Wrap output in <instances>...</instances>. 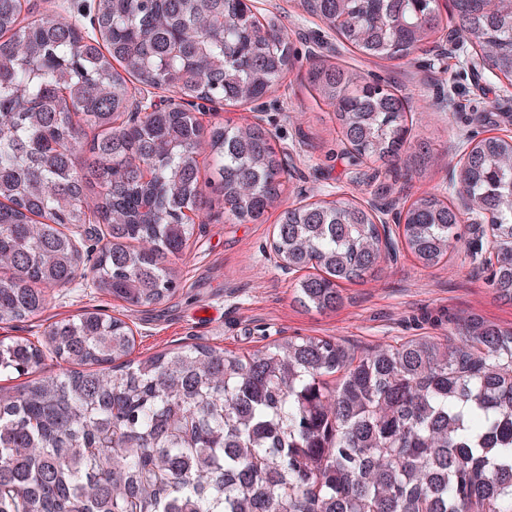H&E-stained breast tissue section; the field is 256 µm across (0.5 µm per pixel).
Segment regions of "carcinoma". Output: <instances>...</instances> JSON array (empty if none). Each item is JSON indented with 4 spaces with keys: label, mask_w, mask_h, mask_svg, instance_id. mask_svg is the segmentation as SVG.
Segmentation results:
<instances>
[{
    "label": "carcinoma",
    "mask_w": 512,
    "mask_h": 512,
    "mask_svg": "<svg viewBox=\"0 0 512 512\" xmlns=\"http://www.w3.org/2000/svg\"><path fill=\"white\" fill-rule=\"evenodd\" d=\"M25 2L0 0V322L38 315L47 289L78 278L161 304L179 288L161 259L183 255L213 201L255 224L287 191L268 130L229 118L206 131L190 108L263 99L294 64L288 35L252 0H98L91 35L65 17L25 19ZM307 6L380 61L424 51L448 27L439 0ZM451 19L512 83V0H452ZM135 83L180 103L129 119ZM307 83L333 107L352 163L427 164L392 81L313 57ZM462 183L494 224L487 283L512 302V140H478ZM399 219L424 268L447 265L463 238L458 207L436 193ZM93 223L103 225L95 256L71 231ZM388 246L353 196L284 209L271 244L306 272L293 298L317 312L374 276ZM458 325L456 340L416 336L361 354L303 336L246 354L200 343L131 360L130 326L87 309L35 343L0 342V375L68 364L0 385V512H512V328L477 314Z\"/></svg>",
    "instance_id": "carcinoma-1"
}]
</instances>
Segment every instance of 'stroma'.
Masks as SVG:
<instances>
[{
	"instance_id": "obj_1",
	"label": "stroma",
	"mask_w": 512,
	"mask_h": 512,
	"mask_svg": "<svg viewBox=\"0 0 512 512\" xmlns=\"http://www.w3.org/2000/svg\"><path fill=\"white\" fill-rule=\"evenodd\" d=\"M93 2L27 0V5L32 17H67L87 31ZM254 5L258 15H276L286 26L297 58L292 72L254 110L208 102L197 118L208 127L242 117L273 133L289 171L280 206L259 224L231 223L221 207H213L172 266L179 289L170 300L133 306L86 286L54 288L41 314L0 323V340L36 339L49 324L92 308L128 323L136 360L193 343L246 353L290 336L327 337L361 351L412 336H457L458 318L470 313L512 326V303L487 286L466 238L455 243L444 267L421 268L402 250L384 258L374 277L342 286V303L334 311H309L294 302V280L278 267L270 249L283 208L347 194L398 211L422 193L447 192L448 168L471 143L493 135L512 137V88L487 68L472 67L470 52L449 50L444 37L410 62L376 61L348 52L304 0H254ZM315 55L401 85L430 146L426 170L414 168L400 176L371 164L354 167L340 157L333 110L314 101L305 80L308 59Z\"/></svg>"
}]
</instances>
